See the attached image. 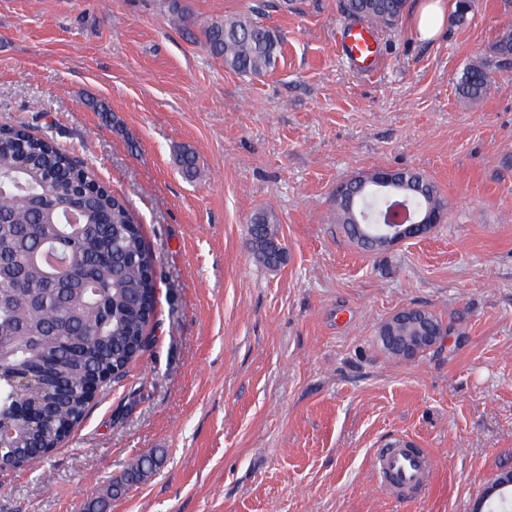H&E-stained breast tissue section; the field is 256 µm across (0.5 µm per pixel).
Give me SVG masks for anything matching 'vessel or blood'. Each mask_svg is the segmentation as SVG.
Masks as SVG:
<instances>
[{
	"label": "vessel or blood",
	"instance_id": "obj_1",
	"mask_svg": "<svg viewBox=\"0 0 512 512\" xmlns=\"http://www.w3.org/2000/svg\"><path fill=\"white\" fill-rule=\"evenodd\" d=\"M342 56L356 71L376 73L382 57L381 42L367 25L345 27L339 43ZM434 462L412 442L395 440L376 449L374 469L380 487L403 499L417 498L425 488Z\"/></svg>",
	"mask_w": 512,
	"mask_h": 512
}]
</instances>
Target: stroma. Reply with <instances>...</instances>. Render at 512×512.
<instances>
[{
  "mask_svg": "<svg viewBox=\"0 0 512 512\" xmlns=\"http://www.w3.org/2000/svg\"><path fill=\"white\" fill-rule=\"evenodd\" d=\"M446 2L424 40V0H408L373 75L338 53L340 0L268 9L282 53L247 77L163 0H0V125L47 136L125 200L158 286L148 346L63 447L0 472V512H472L512 471V69L479 100L457 91L512 0L461 20ZM377 168L431 178L441 224L381 251L352 242L335 190ZM261 209L278 268L247 244ZM408 308L445 326L413 359L378 336ZM401 438L435 460L412 502L374 474V449ZM149 455L159 468L108 498ZM444 20L443 1L430 0L418 17L417 26L420 35L425 39L434 37L442 29Z\"/></svg>",
  "mask_w": 512,
  "mask_h": 512,
  "instance_id": "35a3bbf8",
  "label": "stroma"
}]
</instances>
